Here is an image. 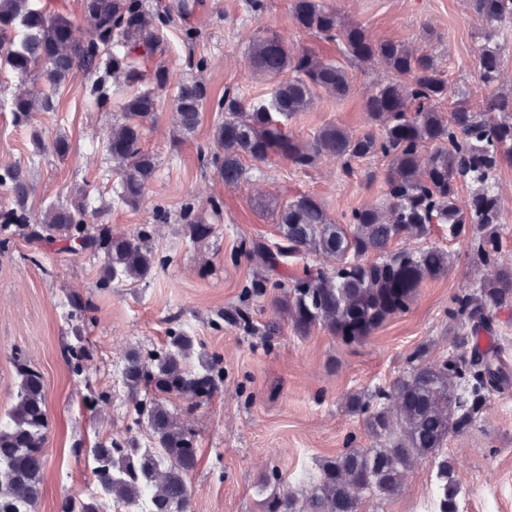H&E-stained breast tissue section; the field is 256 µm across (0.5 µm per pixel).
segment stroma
<instances>
[{"instance_id": "stroma-1", "label": "stroma", "mask_w": 512, "mask_h": 512, "mask_svg": "<svg viewBox=\"0 0 512 512\" xmlns=\"http://www.w3.org/2000/svg\"><path fill=\"white\" fill-rule=\"evenodd\" d=\"M205 2L197 37L187 38L182 20L169 26L165 57L174 79L199 75L206 81L209 102L201 123L192 136L182 137L173 122L172 94L163 93L159 121L146 126L142 140L144 150L158 160L156 174L138 206L112 209L108 218L113 229L130 236L149 228L160 264L143 280L106 286L100 253L74 256L20 234L0 251V414L14 402L17 359L44 377L49 427L37 512H58L65 496L94 492L91 466L77 449L106 436H128L132 421L119 372L129 352L162 347L173 325L193 336L197 349L219 356L224 369V381L211 400L196 407L182 398L168 402L196 433L200 462L188 479L194 512H265L266 497L297 491L324 459L375 447L364 414L350 409V397L392 385L405 375L417 347H429L434 360L448 354V311L473 277L472 249L463 238L436 233L426 239V246L452 254L451 269L424 281L406 313L359 342H343L321 329L296 335L281 310L282 291L245 294V285L260 271L259 260L248 253L250 241L276 236L272 206H258L259 195H270L278 204L298 192L311 194L340 224L351 208L382 199L380 174L386 162L356 161L346 174L333 161L307 170L285 161H249L236 192H225L200 152L213 145V130L222 118L217 102L225 90L250 99L273 85L264 77L239 78L238 61L251 34L268 26L323 55L336 58L340 51L297 32L291 0ZM334 2L346 19L376 39L419 42L423 25H430L429 47L451 86L473 87L474 35L481 21L466 0ZM347 72L356 94L320 101L299 113L292 123L297 137L312 138L327 124L364 129L360 91L385 72L360 64L348 65ZM84 83L82 73L73 74L54 97L55 112L34 116L48 138L68 140L70 154L64 160L49 149L35 153L29 128L14 125L8 108L0 107V168L28 172L33 192L27 205L33 211L69 200L82 189L103 201L112 199L118 172L104 144L113 124L123 120L125 94L114 92L107 108L92 109L82 96ZM214 198L223 202L221 218L212 220L209 237L189 243L180 220L183 208L191 204L207 213ZM71 295L93 304L85 325L89 356L79 377L66 361L74 341ZM242 305L249 308L251 328L217 321L218 312ZM102 391L110 393L109 404H92V393ZM443 452L457 467L458 500L465 512H512V392L491 396L476 425L449 435ZM433 488L434 469L423 460L407 472L395 495L364 500L361 512H427Z\"/></svg>"}]
</instances>
